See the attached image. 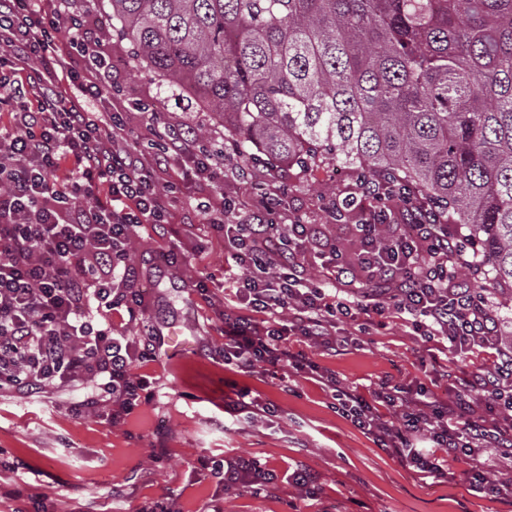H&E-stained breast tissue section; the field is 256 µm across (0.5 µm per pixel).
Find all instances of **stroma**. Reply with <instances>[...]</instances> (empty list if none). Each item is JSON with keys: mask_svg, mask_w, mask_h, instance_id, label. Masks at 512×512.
I'll return each mask as SVG.
<instances>
[{"mask_svg": "<svg viewBox=\"0 0 512 512\" xmlns=\"http://www.w3.org/2000/svg\"><path fill=\"white\" fill-rule=\"evenodd\" d=\"M102 48L116 62L111 103L120 114L130 146L151 164L160 136L200 125L213 140L223 141V127L214 125L211 110L188 93L169 88L133 57L127 42L112 34L108 0H82ZM286 191L276 221L322 224L329 238L346 231L334 216L335 206L360 190L349 171L337 164L302 172L263 159L224 158V176L213 182L182 184L173 209L194 206L198 197L231 199L240 206L256 203L261 193ZM186 260L178 267L161 266L160 237L152 226L139 229L131 262L137 277L133 290L148 305L146 325L160 335L177 334L190 344L186 357L145 364L139 373L150 396L119 423L80 416L71 406L72 390L51 391L31 398L0 395V486L31 488L44 495L48 512H71L74 503L87 512H139L161 502L169 512H512V497L473 490L465 460L449 459L448 475L434 482L403 468L389 450L360 432L337 413L328 390L318 380L285 372L261 375L226 368L224 272L232 260L208 225L195 224L191 237L176 238ZM206 277L211 301H203L190 282ZM497 317L506 346H512V287L491 274H479ZM345 345L326 351L308 340L293 343L350 389L366 395L381 381L424 384L449 399L435 369L468 376L492 367L494 347L454 353L444 343L424 348L403 319L388 318L385 327L360 334L355 322L339 325ZM250 388L273 415L252 421L224 412L235 390ZM243 456L259 461L276 476L273 489L261 495L240 484L227 485L209 471L195 469L197 458ZM27 469L13 471V458ZM316 476L311 492L289 481L295 467Z\"/></svg>", "mask_w": 512, "mask_h": 512, "instance_id": "obj_1", "label": "stroma"}]
</instances>
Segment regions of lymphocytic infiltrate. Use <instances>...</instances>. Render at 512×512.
<instances>
[{"mask_svg": "<svg viewBox=\"0 0 512 512\" xmlns=\"http://www.w3.org/2000/svg\"><path fill=\"white\" fill-rule=\"evenodd\" d=\"M68 32L61 41L60 32ZM112 59L100 48L76 0H0V391L20 396L76 387L77 413L117 422L142 398L139 364L155 360V339L132 336L115 316L136 321L141 301L128 289L136 227L165 228L180 177L211 182L223 155L173 132L155 168L131 151L117 114L85 107L112 93ZM67 170L65 183L56 174ZM279 197L264 198L240 224L224 221V206L200 200L211 230L245 270L230 287L237 304L224 317V363L244 372L281 368L319 373L336 409L364 434L390 448L423 478L445 477L447 457L470 465L474 488L487 477L482 449L512 461V352L492 369L453 381L448 403L422 385L384 382L370 396L354 393L331 373L293 352L289 335L335 348L342 320L359 331L388 315L405 317L423 342L454 351L495 343L498 320L461 270V240L434 211L410 204L411 219L389 225L374 207L357 227L360 256L373 277L362 281L317 224L273 222ZM319 250L320 275L309 276L304 249ZM484 396L488 417H475L472 394ZM225 483L255 493L270 483L259 461L200 459Z\"/></svg>", "mask_w": 512, "mask_h": 512, "instance_id": "f902f5d3", "label": "lymphocytic infiltrate"}]
</instances>
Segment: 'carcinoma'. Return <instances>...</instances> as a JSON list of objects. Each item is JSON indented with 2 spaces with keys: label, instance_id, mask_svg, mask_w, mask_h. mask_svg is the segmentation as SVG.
Wrapping results in <instances>:
<instances>
[{
  "label": "carcinoma",
  "instance_id": "obj_1",
  "mask_svg": "<svg viewBox=\"0 0 512 512\" xmlns=\"http://www.w3.org/2000/svg\"><path fill=\"white\" fill-rule=\"evenodd\" d=\"M140 64L228 148L337 161L464 224L512 283V0H110Z\"/></svg>",
  "mask_w": 512,
  "mask_h": 512
}]
</instances>
